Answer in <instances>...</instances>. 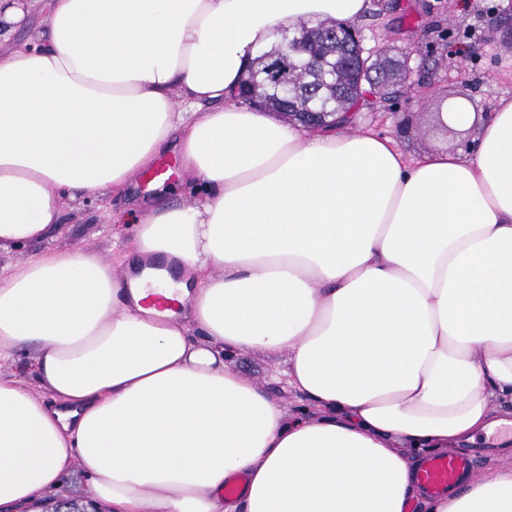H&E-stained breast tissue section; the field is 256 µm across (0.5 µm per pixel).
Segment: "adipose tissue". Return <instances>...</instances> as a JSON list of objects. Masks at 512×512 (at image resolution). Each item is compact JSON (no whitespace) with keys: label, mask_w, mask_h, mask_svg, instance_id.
<instances>
[{"label":"adipose tissue","mask_w":512,"mask_h":512,"mask_svg":"<svg viewBox=\"0 0 512 512\" xmlns=\"http://www.w3.org/2000/svg\"><path fill=\"white\" fill-rule=\"evenodd\" d=\"M370 0H49L0 56V250L63 199L122 192L176 150L190 204L133 219L129 281L88 252L0 268V512L69 473L112 512H406L409 458L472 441L512 404V101L444 102L469 148L408 160L368 131H304L243 104L246 67L298 24ZM188 102L175 106V95ZM183 313H157L147 291ZM287 354L288 415L225 355ZM241 495L224 501L231 474ZM428 512H512V465Z\"/></svg>","instance_id":"1"}]
</instances>
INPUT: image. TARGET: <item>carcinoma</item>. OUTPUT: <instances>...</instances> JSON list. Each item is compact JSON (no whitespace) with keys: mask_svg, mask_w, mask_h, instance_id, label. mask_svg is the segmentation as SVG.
<instances>
[{"mask_svg":"<svg viewBox=\"0 0 512 512\" xmlns=\"http://www.w3.org/2000/svg\"><path fill=\"white\" fill-rule=\"evenodd\" d=\"M346 29L335 21L303 27L296 34L309 44L307 52L286 48L266 63L255 60L242 81L248 103L271 112H307L317 100L322 112H348L367 91L381 99L409 97L404 60L382 53L357 56Z\"/></svg>","mask_w":512,"mask_h":512,"instance_id":"1","label":"carcinoma"}]
</instances>
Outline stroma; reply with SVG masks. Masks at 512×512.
Wrapping results in <instances>:
<instances>
[{
	"instance_id": "1",
	"label": "stroma",
	"mask_w": 512,
	"mask_h": 512,
	"mask_svg": "<svg viewBox=\"0 0 512 512\" xmlns=\"http://www.w3.org/2000/svg\"><path fill=\"white\" fill-rule=\"evenodd\" d=\"M45 14L43 0H27L23 21L0 32V52L30 43ZM354 27L365 51L410 55L411 100L369 99L359 118L361 127L391 138L405 155L445 148L431 124L443 100H476L487 112L512 100V0H400L399 8L390 11L382 9L380 0H371ZM151 197L137 176L121 194L64 200L58 229L43 241L1 254L0 265L24 261L46 248L82 249L111 262L114 250L131 245V228L118 222V215L142 209ZM224 364L288 413L303 407L301 396L284 380L285 356L235 353L225 356Z\"/></svg>"
}]
</instances>
